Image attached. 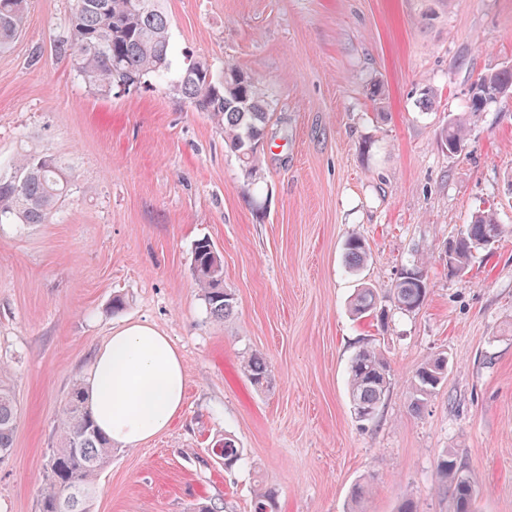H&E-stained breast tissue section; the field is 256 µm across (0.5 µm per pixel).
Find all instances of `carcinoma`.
<instances>
[{
  "label": "carcinoma",
  "mask_w": 512,
  "mask_h": 512,
  "mask_svg": "<svg viewBox=\"0 0 512 512\" xmlns=\"http://www.w3.org/2000/svg\"><path fill=\"white\" fill-rule=\"evenodd\" d=\"M30 0H0V52L10 49L21 35ZM68 54L74 70L95 93L108 96L121 84L141 88L148 78L158 76L169 62V20L161 0H73L69 38L60 46ZM478 97L469 98L468 111L483 112L490 103L482 101L488 91L500 97L512 96V66H503L479 77ZM175 91L197 111L207 113L224 132V144L233 152L242 170L256 179L261 151L255 145L267 137L271 119L270 102L262 81L234 64L221 70L206 61L188 65ZM466 123L454 118L440 131V144L453 154L462 147ZM71 174L48 153L24 155L13 171L0 174V224H46L55 205L68 195ZM502 225L494 214L475 215L459 229L449 245V263L454 273L464 271L474 253L498 241ZM348 268L359 271L367 257L364 240L356 235L345 242ZM424 262L418 261L398 277L391 288L397 309L413 313L427 298ZM192 274L207 312L216 321L224 320L234 308L235 297L224 287L223 264L214 245L206 238L194 244ZM380 295L374 288L358 289L351 301L357 317L377 312ZM243 368L251 384L259 390L272 385L267 358L251 352L243 358ZM447 359L429 358L410 380V407L420 411L425 401L445 377ZM390 384L388 361L371 346L359 349L348 368V390L355 418L369 423L377 416ZM18 413L13 390L0 382V465L12 456ZM59 446L47 457L38 489V512H88L87 504L98 489L100 474L112 457V441L97 428L86 404L83 383L71 387L58 419ZM224 469H233L244 456L234 439L219 442ZM441 484H450L453 512H474L476 489L470 474L450 453L436 463Z\"/></svg>",
  "instance_id": "1"
}]
</instances>
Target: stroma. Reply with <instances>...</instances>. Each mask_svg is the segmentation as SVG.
Listing matches in <instances>:
<instances>
[{
  "label": "stroma",
  "instance_id": "1",
  "mask_svg": "<svg viewBox=\"0 0 512 512\" xmlns=\"http://www.w3.org/2000/svg\"><path fill=\"white\" fill-rule=\"evenodd\" d=\"M71 8L31 0L0 53V170L49 153L73 176L48 223L0 224V378L19 414L0 512H37L68 393L130 320L170 338L185 402L167 431L113 449L90 512H190L202 500L255 512L259 485L276 491L277 512H349L358 482L370 487L363 512H398L406 497L417 512H452L435 479L447 450L479 490L476 512H512V96L472 117L461 153L438 138L476 78L512 65V0H163L166 78L108 97L57 50ZM200 58L265 84L274 116L256 189L222 130L172 88ZM479 210L504 234L451 274L448 241ZM353 234L368 249L355 275L343 250ZM202 238L236 298L221 322L191 271ZM420 258L427 301L400 312L389 290ZM365 285L386 322L351 315ZM366 345L391 373L364 425L347 367ZM250 351L267 357L272 388L243 373ZM439 353L445 380L413 412L408 381ZM227 434L244 450L230 471L209 454Z\"/></svg>",
  "mask_w": 512,
  "mask_h": 512
}]
</instances>
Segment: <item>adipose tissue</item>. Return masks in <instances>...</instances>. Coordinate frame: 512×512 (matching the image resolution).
I'll use <instances>...</instances> for the list:
<instances>
[{"mask_svg": "<svg viewBox=\"0 0 512 512\" xmlns=\"http://www.w3.org/2000/svg\"><path fill=\"white\" fill-rule=\"evenodd\" d=\"M185 368L168 336L130 322L97 350L84 381L88 406L114 444L135 448L167 430L185 395Z\"/></svg>", "mask_w": 512, "mask_h": 512, "instance_id": "ef3b65f1", "label": "adipose tissue"}]
</instances>
